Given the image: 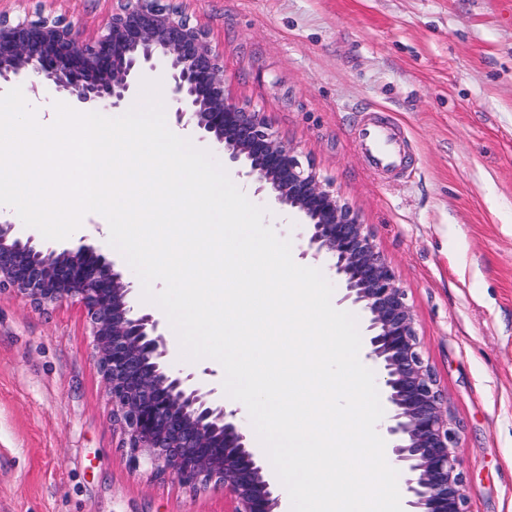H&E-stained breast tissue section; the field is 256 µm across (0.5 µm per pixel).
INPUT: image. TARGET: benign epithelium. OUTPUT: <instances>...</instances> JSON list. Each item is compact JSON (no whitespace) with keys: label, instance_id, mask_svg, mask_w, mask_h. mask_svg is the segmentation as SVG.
Listing matches in <instances>:
<instances>
[{"label":"benign epithelium","instance_id":"1","mask_svg":"<svg viewBox=\"0 0 512 512\" xmlns=\"http://www.w3.org/2000/svg\"><path fill=\"white\" fill-rule=\"evenodd\" d=\"M158 69L167 74L175 124L224 156L269 206L298 216L301 257L328 261L341 301L364 314V357L377 376L380 431L401 472L403 512H467L458 434L393 267L315 166L302 163L262 113L230 97L206 27L168 0H116L89 39L61 16L0 15V89L27 85L36 93L46 81L81 111H122ZM132 287L93 245L46 246L12 223L0 225V291L37 310L68 300L82 306L130 465L192 491L220 485L230 512H282L274 469L253 448L237 410L226 408L223 386L208 368L172 365L162 320L134 305Z\"/></svg>","mask_w":512,"mask_h":512}]
</instances>
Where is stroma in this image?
I'll return each instance as SVG.
<instances>
[{
    "mask_svg": "<svg viewBox=\"0 0 512 512\" xmlns=\"http://www.w3.org/2000/svg\"><path fill=\"white\" fill-rule=\"evenodd\" d=\"M113 0H0L96 34ZM263 113L372 231L459 426L468 512H512V0H172ZM403 131L402 172L355 141ZM132 469L80 306L0 293V512H228Z\"/></svg>",
    "mask_w": 512,
    "mask_h": 512,
    "instance_id": "stroma-1",
    "label": "stroma"
}]
</instances>
